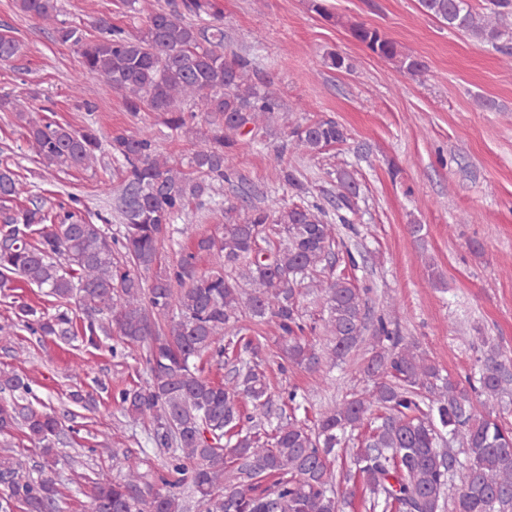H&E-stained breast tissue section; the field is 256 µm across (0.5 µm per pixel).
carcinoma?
<instances>
[{
  "mask_svg": "<svg viewBox=\"0 0 512 512\" xmlns=\"http://www.w3.org/2000/svg\"><path fill=\"white\" fill-rule=\"evenodd\" d=\"M147 12L132 35L107 17L98 35L59 19L58 0H14L20 14L38 21L55 41L74 47L79 76L106 79L136 117L149 110L177 134L197 140L187 162L162 155L148 128L102 142L95 130L64 126L16 99L0 97V110L16 113L35 162L46 171L95 167L108 145L121 184L112 210L121 224L86 215L79 198L49 210L30 194L7 162L0 163V205L27 195L0 224V290L37 288L54 313L25 301L19 322L34 335L95 346L115 334L139 349L149 380L118 391L116 401L132 422L148 420L155 447L167 451L166 473L148 478L128 462L118 479L92 480V512H341L362 485L365 512H512V431L496 406L512 384V360L491 348L474 384L443 373L393 321L375 316L368 288L337 270L339 255L352 256L342 230L353 229L359 185L353 171L336 169V193L315 199L283 152L316 156L347 141L333 119L288 122L283 100L252 80L249 56L227 50L214 0H126ZM420 0L423 12L471 39L512 54V31L501 18L512 0ZM357 41L410 73L422 62L398 49L379 30L350 24ZM19 41L0 33V62L21 53ZM204 121L205 127L198 126ZM282 122L284 141L274 169L292 202L258 197L242 186L237 153L270 124ZM230 186L234 194L215 195ZM224 211L220 234L201 235L192 251L159 270L160 249L189 207ZM348 214H342V211ZM206 254L203 271L197 254ZM313 294L320 323L306 322L299 297ZM278 333L274 357L317 370L322 357L305 339L322 328L336 364L371 333L372 355L364 374L370 390L353 391L320 410L313 425L298 416V392L273 402L263 365L265 337ZM229 367L215 381L204 365ZM0 436L19 430L41 449L35 477L9 444H0V512H59L53 477L62 425L57 416L19 403L30 393L27 376L0 370ZM252 412H246L247 405ZM364 431L354 468L335 469L342 440ZM460 476L459 483L454 477Z\"/></svg>",
  "mask_w": 512,
  "mask_h": 512,
  "instance_id": "cac0c4a2",
  "label": "carcinoma"
}]
</instances>
